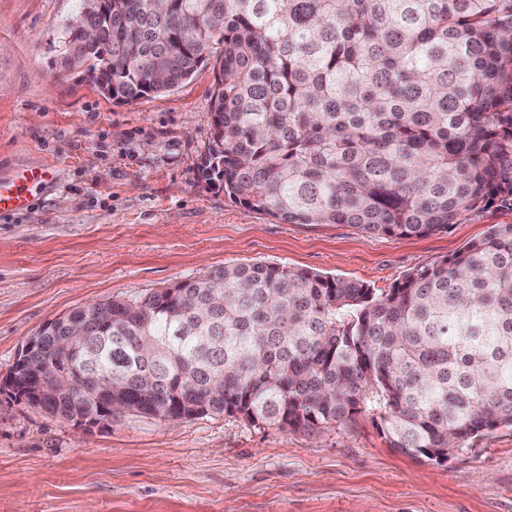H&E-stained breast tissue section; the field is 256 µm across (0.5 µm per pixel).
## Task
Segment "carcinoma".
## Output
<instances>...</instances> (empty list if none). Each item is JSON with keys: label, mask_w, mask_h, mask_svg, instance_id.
I'll use <instances>...</instances> for the list:
<instances>
[{"label": "carcinoma", "mask_w": 512, "mask_h": 512, "mask_svg": "<svg viewBox=\"0 0 512 512\" xmlns=\"http://www.w3.org/2000/svg\"><path fill=\"white\" fill-rule=\"evenodd\" d=\"M81 0L60 68L111 99L171 90L222 46L201 171L284 224L428 236L512 201V0ZM46 412L97 416L90 389L181 420L340 428L360 414L429 460L512 427V224L386 291L276 264L218 268L66 314Z\"/></svg>", "instance_id": "obj_1"}]
</instances>
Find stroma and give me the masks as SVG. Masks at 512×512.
<instances>
[{"mask_svg":"<svg viewBox=\"0 0 512 512\" xmlns=\"http://www.w3.org/2000/svg\"><path fill=\"white\" fill-rule=\"evenodd\" d=\"M79 7L0 0V178L50 171L27 210L0 214V375L29 336L79 306L249 262L385 290L512 224L499 202L423 237L244 209L200 173L213 62L172 90L106 98L57 64ZM0 512H512V428L438 463L390 448L366 415L317 434L128 413L86 437L0 394Z\"/></svg>","mask_w":512,"mask_h":512,"instance_id":"stroma-1","label":"stroma"}]
</instances>
